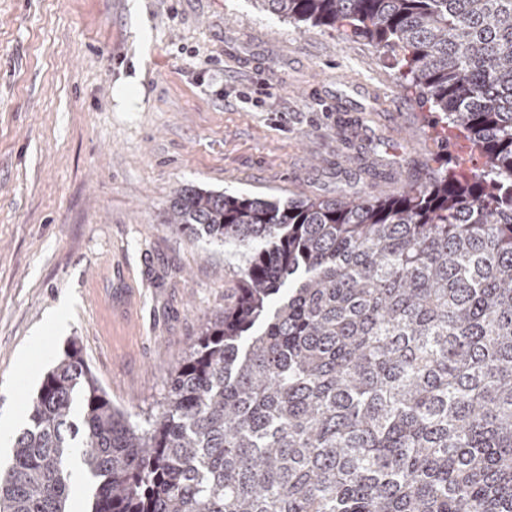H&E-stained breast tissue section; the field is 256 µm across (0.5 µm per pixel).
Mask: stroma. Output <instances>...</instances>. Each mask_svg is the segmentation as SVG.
Returning a JSON list of instances; mask_svg holds the SVG:
<instances>
[{
    "label": "stroma",
    "mask_w": 512,
    "mask_h": 512,
    "mask_svg": "<svg viewBox=\"0 0 512 512\" xmlns=\"http://www.w3.org/2000/svg\"><path fill=\"white\" fill-rule=\"evenodd\" d=\"M429 117L373 43L254 0H0V408L74 343L115 406L154 409L238 286L232 247L166 224L175 191L385 199L481 167Z\"/></svg>",
    "instance_id": "obj_1"
}]
</instances>
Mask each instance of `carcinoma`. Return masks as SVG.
Wrapping results in <instances>:
<instances>
[{
	"label": "carcinoma",
	"mask_w": 512,
	"mask_h": 512,
	"mask_svg": "<svg viewBox=\"0 0 512 512\" xmlns=\"http://www.w3.org/2000/svg\"><path fill=\"white\" fill-rule=\"evenodd\" d=\"M257 2L370 40L482 168L384 200L182 187L168 224L238 250L235 300L143 418L67 349L0 512H68L75 448L91 512H512V0Z\"/></svg>",
	"instance_id": "cac0c4a2"
}]
</instances>
